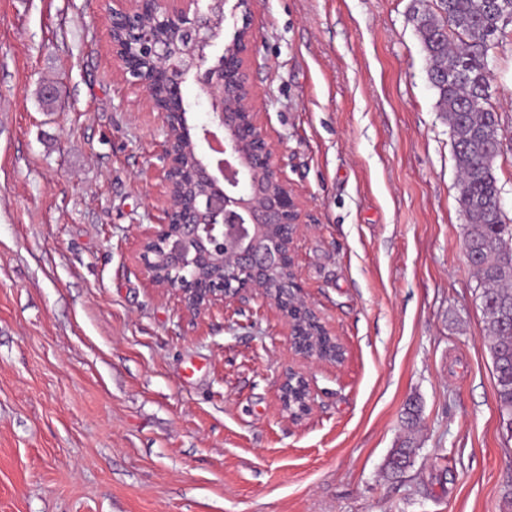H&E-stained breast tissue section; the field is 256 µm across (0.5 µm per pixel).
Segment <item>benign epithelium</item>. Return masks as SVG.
<instances>
[{
  "label": "benign epithelium",
  "mask_w": 512,
  "mask_h": 512,
  "mask_svg": "<svg viewBox=\"0 0 512 512\" xmlns=\"http://www.w3.org/2000/svg\"><path fill=\"white\" fill-rule=\"evenodd\" d=\"M228 0H112V55L165 123L161 169L167 207L142 234L138 261L149 283L200 315L262 297L288 325L290 350L305 365L333 362L301 340L299 317L321 324L297 274L295 246L312 223L277 158L250 81L255 53L252 0H235L242 25L225 34ZM191 74L210 104L191 125L182 85ZM293 421L312 409V378L290 368L277 383Z\"/></svg>",
  "instance_id": "benign-epithelium-1"
}]
</instances>
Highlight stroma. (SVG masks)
<instances>
[{"mask_svg": "<svg viewBox=\"0 0 512 512\" xmlns=\"http://www.w3.org/2000/svg\"><path fill=\"white\" fill-rule=\"evenodd\" d=\"M435 8L254 2L251 82L313 218L296 268L346 349L308 366L293 422L276 381L299 362L269 302L196 316L140 270L165 133L102 0H0V512H512V428L416 29ZM488 61L512 221V24ZM408 438L412 466L384 478ZM277 393L282 412L288 414V418L293 421H300L312 409L314 402V392L312 388V378L303 369L288 368L277 383ZM302 388L303 396L299 406L291 400V392L294 388Z\"/></svg>", "mask_w": 512, "mask_h": 512, "instance_id": "35a3bbf8", "label": "stroma"}]
</instances>
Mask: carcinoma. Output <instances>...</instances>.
Returning <instances> with one entry per match:
<instances>
[{"mask_svg": "<svg viewBox=\"0 0 512 512\" xmlns=\"http://www.w3.org/2000/svg\"><path fill=\"white\" fill-rule=\"evenodd\" d=\"M439 12L420 15L417 30L431 62L430 83L452 130L464 246L482 287L497 402L512 429V267H505L501 252L512 247V225L495 176L502 147L498 113L488 105V52L512 20V0H439ZM415 453L413 442L403 441L388 459L387 475L401 477Z\"/></svg>", "mask_w": 512, "mask_h": 512, "instance_id": "obj_1", "label": "carcinoma"}]
</instances>
